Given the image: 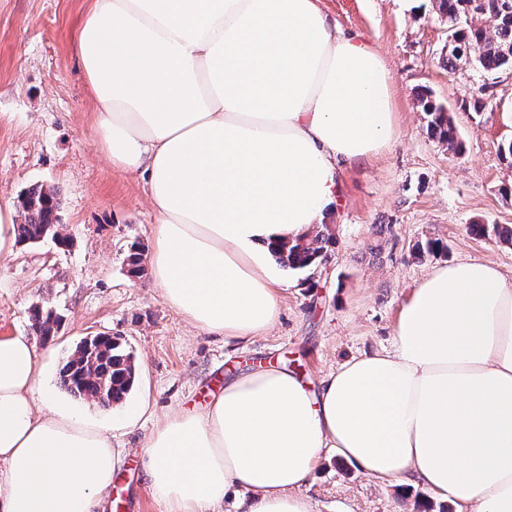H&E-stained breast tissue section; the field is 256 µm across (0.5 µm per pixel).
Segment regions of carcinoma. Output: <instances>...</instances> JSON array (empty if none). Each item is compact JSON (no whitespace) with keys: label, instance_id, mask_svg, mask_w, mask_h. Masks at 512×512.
Segmentation results:
<instances>
[{"label":"carcinoma","instance_id":"cac0c4a2","mask_svg":"<svg viewBox=\"0 0 512 512\" xmlns=\"http://www.w3.org/2000/svg\"><path fill=\"white\" fill-rule=\"evenodd\" d=\"M436 6L440 15L447 18L448 36L454 42L445 67L455 70L470 66L484 73L512 67V0H436ZM475 19H484L486 24H475ZM420 102L427 112L430 131L448 145L449 151L460 153L462 143L452 116L431 100L422 97ZM19 208L22 220L15 227L17 243L32 245L49 237L63 246L69 244V239L60 234V202L54 189L33 187L21 195ZM469 231L482 237L492 231L499 238L512 241V228L471 224ZM331 242L329 231L318 230L310 242L285 244L274 256L291 270H303L327 258L326 245ZM144 262L145 246L131 244L127 256L129 273L141 274ZM31 319L36 333L45 340L62 323L60 314L38 304L31 310ZM60 377L63 387L76 397L103 407L119 405L133 386L134 358L116 338L83 340L62 367Z\"/></svg>","mask_w":512,"mask_h":512}]
</instances>
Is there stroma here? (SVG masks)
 Instances as JSON below:
<instances>
[{
	"label": "stroma",
	"mask_w": 512,
	"mask_h": 512,
	"mask_svg": "<svg viewBox=\"0 0 512 512\" xmlns=\"http://www.w3.org/2000/svg\"><path fill=\"white\" fill-rule=\"evenodd\" d=\"M331 21L381 55L391 77L399 137L371 162L341 175L340 207L327 223L336 240L305 271L280 267L279 316L269 334L239 344L202 333L164 303L149 275L131 277L132 243L152 247L154 218L140 177L112 168L98 150L94 102L74 47L90 0H0V193L55 188L72 244L15 245L0 257V336L31 333L30 310L63 315L43 362V383L61 400L59 370L79 342L109 333L132 350L136 381L124 406L150 399L153 410L113 434L128 452L113 491L124 508L164 512L139 456L158 417L204 401L216 380L258 366L293 372L309 387L350 357L391 348L402 305L435 266L468 260L495 265L512 281V244L476 237L468 225L512 227V163L499 148L512 140V69L491 77L449 70L448 24L433 0H321ZM427 91L450 112L463 144L449 152L427 131L417 95ZM485 107L474 112L476 91ZM438 242L432 253L417 248ZM311 512H456L416 486L380 484L324 452L301 489Z\"/></svg>",
	"instance_id": "35a3bbf8"
}]
</instances>
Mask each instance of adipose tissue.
Instances as JSON below:
<instances>
[{"mask_svg": "<svg viewBox=\"0 0 512 512\" xmlns=\"http://www.w3.org/2000/svg\"><path fill=\"white\" fill-rule=\"evenodd\" d=\"M75 53L95 143L141 176L149 274L198 331L247 343L279 316L274 248L335 212L342 166L397 137L380 54L320 0H93ZM38 347L0 336V512H103L126 455L41 385ZM333 449L381 484L424 485L459 512H512V282L484 262L433 269L394 326L309 392L290 372L225 379L166 415L140 451L164 512H310L300 488Z\"/></svg>", "mask_w": 512, "mask_h": 512, "instance_id": "obj_1", "label": "adipose tissue"}]
</instances>
